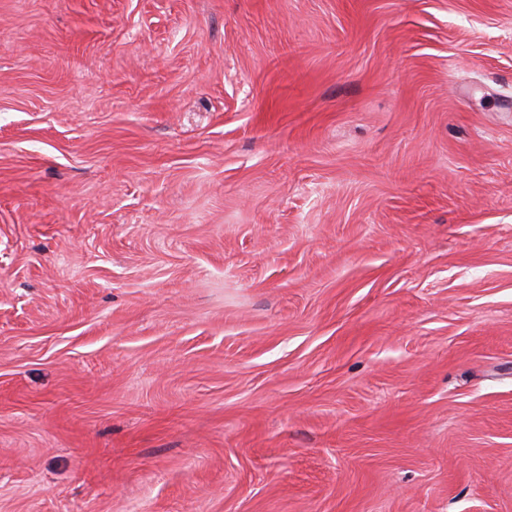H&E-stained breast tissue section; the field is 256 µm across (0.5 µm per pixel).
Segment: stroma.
<instances>
[{
    "label": "stroma",
    "instance_id": "stroma-1",
    "mask_svg": "<svg viewBox=\"0 0 512 512\" xmlns=\"http://www.w3.org/2000/svg\"><path fill=\"white\" fill-rule=\"evenodd\" d=\"M0 512H512V0H0Z\"/></svg>",
    "mask_w": 512,
    "mask_h": 512
}]
</instances>
